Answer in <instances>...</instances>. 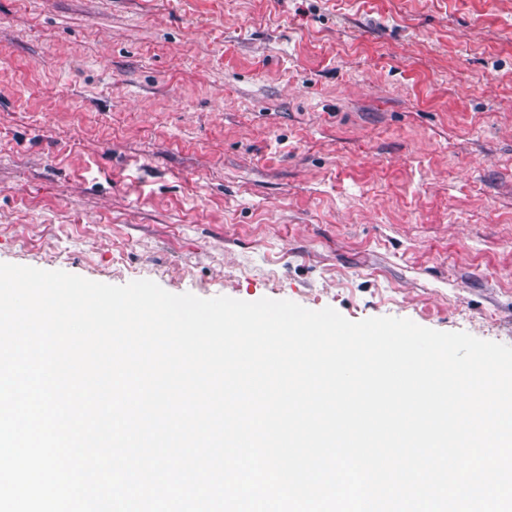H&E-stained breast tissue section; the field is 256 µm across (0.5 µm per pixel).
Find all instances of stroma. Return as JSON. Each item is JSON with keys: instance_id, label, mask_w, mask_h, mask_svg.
I'll return each mask as SVG.
<instances>
[{"instance_id": "stroma-1", "label": "stroma", "mask_w": 512, "mask_h": 512, "mask_svg": "<svg viewBox=\"0 0 512 512\" xmlns=\"http://www.w3.org/2000/svg\"><path fill=\"white\" fill-rule=\"evenodd\" d=\"M0 262L512 345V0H0Z\"/></svg>"}]
</instances>
